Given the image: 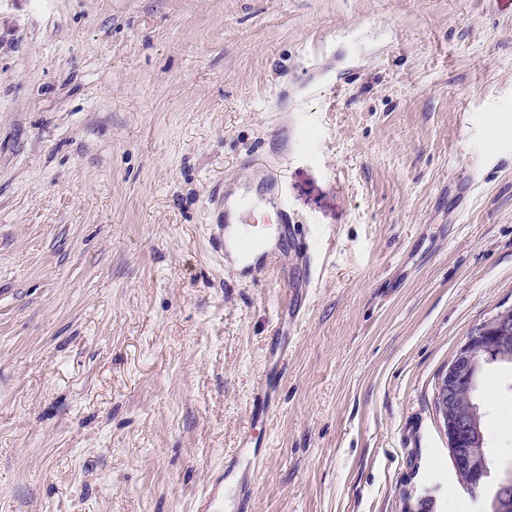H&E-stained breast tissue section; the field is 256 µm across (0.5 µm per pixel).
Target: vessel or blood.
Masks as SVG:
<instances>
[{
    "label": "vessel or blood",
    "mask_w": 512,
    "mask_h": 512,
    "mask_svg": "<svg viewBox=\"0 0 512 512\" xmlns=\"http://www.w3.org/2000/svg\"><path fill=\"white\" fill-rule=\"evenodd\" d=\"M223 234L219 240L234 273L243 277L276 272L288 276V254L313 272L315 256L288 214V201L278 180L261 183L256 194H225ZM280 380L267 375L252 407L251 422L235 453L198 497L196 512H252V484L259 459L268 446L267 420L274 407Z\"/></svg>",
    "instance_id": "1"
}]
</instances>
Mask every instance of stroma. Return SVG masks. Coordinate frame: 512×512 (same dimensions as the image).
Here are the masks:
<instances>
[{"label": "stroma", "instance_id": "1", "mask_svg": "<svg viewBox=\"0 0 512 512\" xmlns=\"http://www.w3.org/2000/svg\"><path fill=\"white\" fill-rule=\"evenodd\" d=\"M507 128L512 0H0V512H195L276 332L252 512H476L433 398L512 308ZM271 172L295 319L211 244Z\"/></svg>", "mask_w": 512, "mask_h": 512}]
</instances>
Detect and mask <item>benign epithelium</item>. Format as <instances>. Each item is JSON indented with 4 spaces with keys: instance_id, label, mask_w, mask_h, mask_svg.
<instances>
[{
    "instance_id": "obj_1",
    "label": "benign epithelium",
    "mask_w": 512,
    "mask_h": 512,
    "mask_svg": "<svg viewBox=\"0 0 512 512\" xmlns=\"http://www.w3.org/2000/svg\"><path fill=\"white\" fill-rule=\"evenodd\" d=\"M511 317L512 311L509 309L497 312L487 328L468 337L438 379L435 403L448 438V447L451 449L460 447L466 432L476 429L477 426L475 415L464 414L456 408L453 401L454 393L460 384L475 378L482 361L491 350V343L496 339V334L509 325ZM471 492L480 509L488 512L492 505L497 507L512 502V481L486 469L481 472L480 483L472 486Z\"/></svg>"
}]
</instances>
